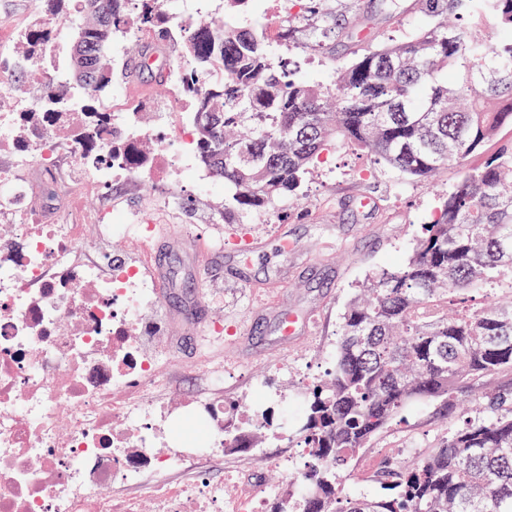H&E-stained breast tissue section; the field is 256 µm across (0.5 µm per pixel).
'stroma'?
Instances as JSON below:
<instances>
[{"instance_id": "1", "label": "stroma", "mask_w": 512, "mask_h": 512, "mask_svg": "<svg viewBox=\"0 0 512 512\" xmlns=\"http://www.w3.org/2000/svg\"><path fill=\"white\" fill-rule=\"evenodd\" d=\"M337 11L358 17L354 29L331 33L329 55L307 45L298 31L288 55L299 75L329 84L336 66L352 50L379 39H404L424 21L417 0H360L351 7L337 0ZM129 59L117 61L113 83L124 84L126 99L140 103L142 125L156 113L181 111L172 90H162L150 73L132 74ZM459 175L451 168L432 184L400 178L374 157L347 143H337L306 181L301 203L282 201L254 214L247 223L220 220L224 193L197 190L173 182L122 183L112 187L113 200L134 219H158L161 231L153 248L167 270L156 282L157 302L150 319L155 345L166 352L157 370L162 384L156 399L175 409L183 401H206L220 394L225 404L262 411L274 407L279 421L304 401L308 385L325 380L340 338L341 317L358 286L374 272L406 260L443 196ZM192 198L194 210L165 212L174 195ZM252 236L260 250L226 251V244ZM197 298L193 322L179 314L182 299ZM297 319V330L284 333V315ZM459 413L440 411L436 403L409 408L364 448L344 496L381 494L374 470L388 458L413 462L461 423ZM295 436L279 429L262 447L225 454L211 480L232 468L259 476L266 498L279 495L291 474L301 472L305 451Z\"/></svg>"}]
</instances>
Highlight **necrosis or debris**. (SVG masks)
I'll return each mask as SVG.
<instances>
[{
	"instance_id": "obj_1",
	"label": "necrosis or debris",
	"mask_w": 512,
	"mask_h": 512,
	"mask_svg": "<svg viewBox=\"0 0 512 512\" xmlns=\"http://www.w3.org/2000/svg\"><path fill=\"white\" fill-rule=\"evenodd\" d=\"M124 95L112 88L110 117L94 131L100 147L128 143L129 160L110 164L84 154L86 115L74 105L56 109L48 129L0 114V222L13 231L0 238V512H142L144 486L153 512H264L238 472L212 483L154 430L166 415L151 394L161 355L138 333L154 282L143 266L84 247L91 226L105 238L153 237L154 225L119 204L86 208L114 181L198 179L169 151L167 117L145 129L120 107ZM146 137L156 146L142 155ZM228 483L237 495L225 496Z\"/></svg>"
}]
</instances>
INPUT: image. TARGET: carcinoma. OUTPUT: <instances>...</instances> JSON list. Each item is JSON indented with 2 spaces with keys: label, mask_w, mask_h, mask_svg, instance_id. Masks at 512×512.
<instances>
[{
  "label": "carcinoma",
  "mask_w": 512,
  "mask_h": 512,
  "mask_svg": "<svg viewBox=\"0 0 512 512\" xmlns=\"http://www.w3.org/2000/svg\"><path fill=\"white\" fill-rule=\"evenodd\" d=\"M332 0L288 13L281 39L309 21L314 49L338 24ZM425 23L403 40L379 41L336 73L328 86L295 78L271 50L263 27L222 14L174 30L161 0H41L61 26L29 25L0 64V99L19 95L23 57L72 39L71 65L56 71L48 96L82 95L89 126L112 86V40L138 46L136 67L172 40L176 67L154 69L176 82L189 107L198 160L224 184L226 224L302 194L310 170L338 141L376 157L402 178L432 182L460 176L399 266L359 287L342 314L329 379L308 390L295 424L309 458L267 512H512V141L473 166L470 160L512 124V0H423ZM495 30L491 43L483 36ZM487 290L479 307L469 292ZM438 402L474 408L462 428L408 465L389 461L375 478L389 496L342 497L341 481L363 448L404 410ZM255 429L224 427V450L258 448Z\"/></svg>",
  "instance_id": "cac0c4a2"
}]
</instances>
